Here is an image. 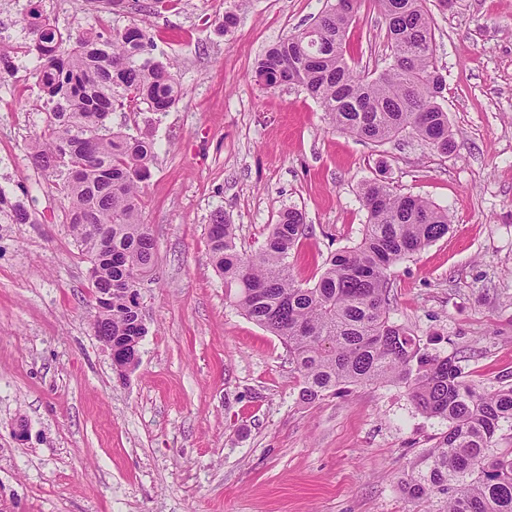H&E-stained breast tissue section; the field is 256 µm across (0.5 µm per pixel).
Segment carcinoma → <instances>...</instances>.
<instances>
[{"mask_svg": "<svg viewBox=\"0 0 512 512\" xmlns=\"http://www.w3.org/2000/svg\"><path fill=\"white\" fill-rule=\"evenodd\" d=\"M366 0H334L307 28L269 47L255 77L268 88H303L333 127L383 144L403 133L446 154L455 143L444 109L433 19L426 0H372L385 23L390 62L377 75L348 64V31ZM25 46L0 40V80L15 72V55L34 60L44 118L30 144L32 165L52 179L67 202L63 220L88 257L94 292L112 291L96 310L94 334L131 360L145 323L137 288L157 262L156 244L141 218L142 183L155 157L153 135L139 127L113 129L116 110L170 111L179 101L174 64L152 57L146 26L99 27L63 33L36 4L26 11ZM361 238L333 254L305 287L289 261L305 233L303 215L288 208L264 245L238 250L235 225L216 211L208 225L210 257L234 288L245 316L277 336L300 379L301 399L315 402L351 386L405 385L444 432L400 480L410 502L437 500L432 512H512V447L498 432L512 427V387L479 391L453 355L427 352L415 335L390 320L391 269L448 234V211L381 181H367ZM31 214L0 190V224H32Z\"/></svg>", "mask_w": 512, "mask_h": 512, "instance_id": "cac0c4a2", "label": "carcinoma"}]
</instances>
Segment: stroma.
I'll return each instance as SVG.
<instances>
[{
	"label": "stroma",
	"mask_w": 512,
	"mask_h": 512,
	"mask_svg": "<svg viewBox=\"0 0 512 512\" xmlns=\"http://www.w3.org/2000/svg\"><path fill=\"white\" fill-rule=\"evenodd\" d=\"M37 2L64 32L100 13L97 0ZM325 4L248 0L229 33L218 23L233 0H124L109 14L120 28L148 19L181 88L170 112L111 116L156 141L143 185L157 248L140 288L148 333L123 381L92 329L90 262L65 202L28 159L43 120L32 59L0 80V188L37 217L0 224V512H411L400 478L445 423L392 383L303 402L281 341L211 263L218 210L246 253L282 210L302 211L293 273L306 285L359 241L365 181L446 209L448 234L392 268L390 317L455 355L477 388L512 386V0H427L455 142L445 155L408 135L356 138L302 88L256 81L258 58ZM349 41L351 66L387 65L371 0Z\"/></svg>",
	"instance_id": "obj_1"
}]
</instances>
